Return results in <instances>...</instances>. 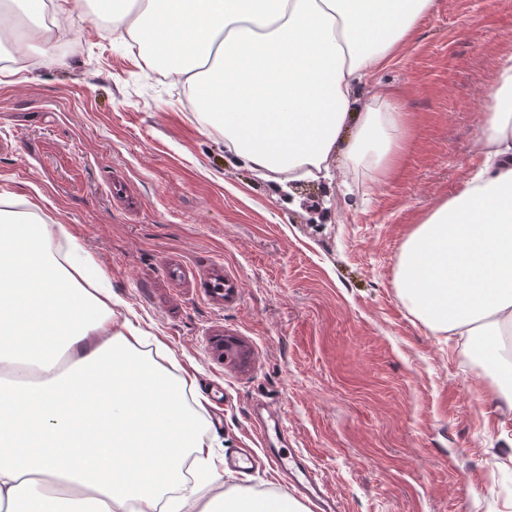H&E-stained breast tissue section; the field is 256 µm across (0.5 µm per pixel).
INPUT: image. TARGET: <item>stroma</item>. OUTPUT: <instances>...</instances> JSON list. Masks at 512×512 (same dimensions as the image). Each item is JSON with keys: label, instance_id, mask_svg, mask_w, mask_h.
<instances>
[{"label": "stroma", "instance_id": "obj_1", "mask_svg": "<svg viewBox=\"0 0 512 512\" xmlns=\"http://www.w3.org/2000/svg\"><path fill=\"white\" fill-rule=\"evenodd\" d=\"M96 11L88 0L52 61L0 83V193L37 203L99 267L118 319L189 377L215 458L262 450L263 408L336 512H512V412L394 280L418 220L483 162L475 133L512 53V0H437L362 80L359 100L387 85L403 103L390 176L339 162L332 181L288 193L203 132L188 86L146 71ZM217 272L237 301L204 291ZM223 480L296 493L269 467Z\"/></svg>", "mask_w": 512, "mask_h": 512}]
</instances>
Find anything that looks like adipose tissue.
I'll list each match as a JSON object with an SVG mask.
<instances>
[{"instance_id": "ef3b65f1", "label": "adipose tissue", "mask_w": 512, "mask_h": 512, "mask_svg": "<svg viewBox=\"0 0 512 512\" xmlns=\"http://www.w3.org/2000/svg\"><path fill=\"white\" fill-rule=\"evenodd\" d=\"M436 0H124L101 7L113 40L189 85L204 131L281 186L388 171L406 141L402 104L355 88ZM83 0H0V41L51 49ZM478 142L484 165L425 214L403 244L395 285L431 330L478 336L512 409V54L500 59ZM46 220L0 194V512H308L285 494L187 489L185 462L219 488L184 378L141 356L145 333L118 321L101 273L59 261ZM70 371H62V363Z\"/></svg>"}]
</instances>
